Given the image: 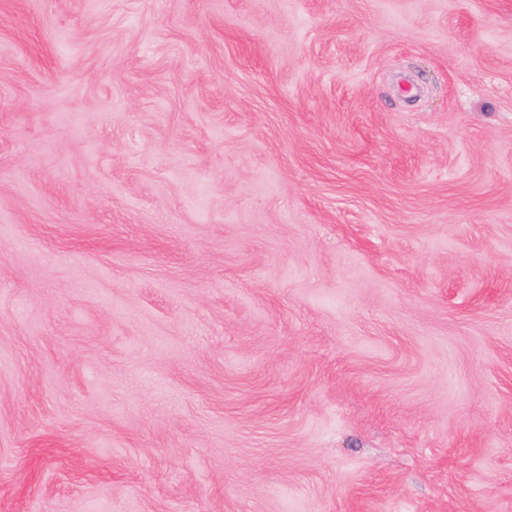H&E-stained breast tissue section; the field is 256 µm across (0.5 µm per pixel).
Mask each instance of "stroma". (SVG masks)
Here are the masks:
<instances>
[{
    "mask_svg": "<svg viewBox=\"0 0 512 512\" xmlns=\"http://www.w3.org/2000/svg\"><path fill=\"white\" fill-rule=\"evenodd\" d=\"M0 512H512V0H0Z\"/></svg>",
    "mask_w": 512,
    "mask_h": 512,
    "instance_id": "stroma-1",
    "label": "stroma"
}]
</instances>
